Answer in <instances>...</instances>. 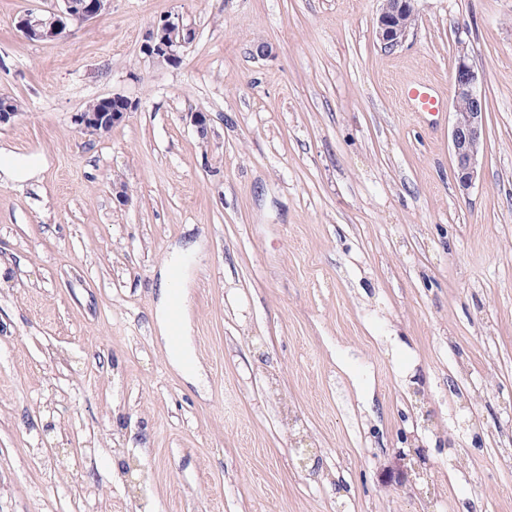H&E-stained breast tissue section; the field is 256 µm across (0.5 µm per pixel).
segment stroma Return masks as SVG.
<instances>
[{
    "mask_svg": "<svg viewBox=\"0 0 512 512\" xmlns=\"http://www.w3.org/2000/svg\"><path fill=\"white\" fill-rule=\"evenodd\" d=\"M55 5L0 0V146L44 160L0 183V512H512V0H416L393 50L380 0H112L25 38ZM169 15L174 64L141 51ZM460 38L488 126L465 197L450 112L400 98L451 100ZM176 251L201 385L155 319ZM111 0H60L62 6L47 13L27 12L18 28L30 40L55 41L73 24H84L105 13ZM195 32L182 18L163 17L147 30L142 52L159 63H176L194 40ZM402 96L415 112L436 114L442 111L443 99L428 82L408 85L402 90ZM122 104L119 112H92L102 106L103 98L89 102L84 111L75 114L74 123L78 130L88 137H99L112 131V127L119 125L126 118L129 112L137 108V104L123 96H113Z\"/></svg>",
    "mask_w": 512,
    "mask_h": 512,
    "instance_id": "1",
    "label": "stroma"
}]
</instances>
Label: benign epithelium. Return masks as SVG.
Segmentation results:
<instances>
[{
  "label": "benign epithelium",
  "mask_w": 512,
  "mask_h": 512,
  "mask_svg": "<svg viewBox=\"0 0 512 512\" xmlns=\"http://www.w3.org/2000/svg\"><path fill=\"white\" fill-rule=\"evenodd\" d=\"M62 6L47 13L27 12L18 28L30 40L55 41L64 36L69 26L84 24L105 13L110 0H60ZM416 14L415 0H382L376 20V36L386 49L405 42ZM195 32L182 18L167 16L147 30L142 52L159 63L172 64L194 40ZM452 124L450 129L453 177L457 192L463 196L474 188L487 143L485 97L479 90V75L466 41H457L452 82ZM119 112H78L74 123L88 137H99L112 131L137 104L120 96ZM466 108H459L460 102Z\"/></svg>",
  "instance_id": "7a95c632"
}]
</instances>
